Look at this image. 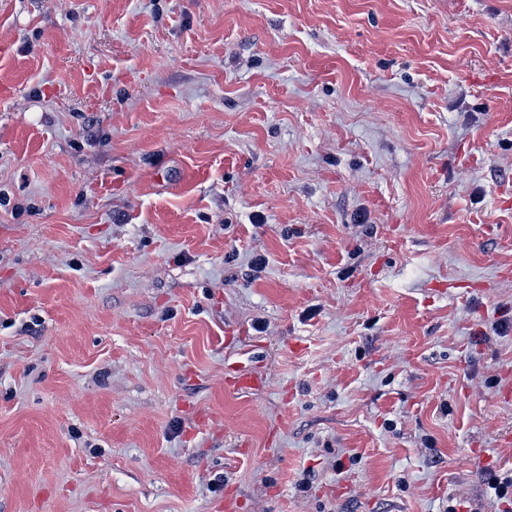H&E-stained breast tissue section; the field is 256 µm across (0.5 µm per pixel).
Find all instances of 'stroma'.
Listing matches in <instances>:
<instances>
[{"label":"stroma","instance_id":"obj_1","mask_svg":"<svg viewBox=\"0 0 512 512\" xmlns=\"http://www.w3.org/2000/svg\"><path fill=\"white\" fill-rule=\"evenodd\" d=\"M503 307L512 0H0V512H497Z\"/></svg>","mask_w":512,"mask_h":512}]
</instances>
